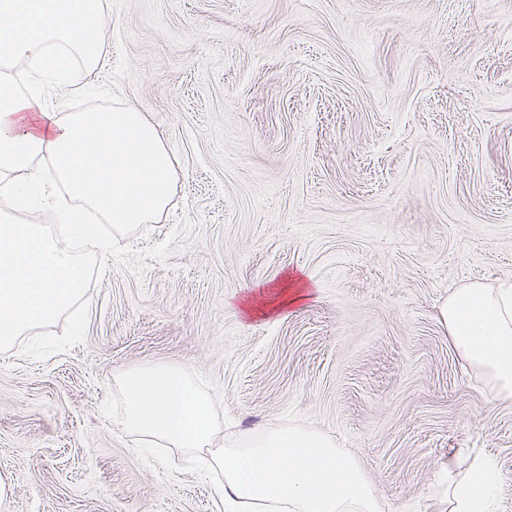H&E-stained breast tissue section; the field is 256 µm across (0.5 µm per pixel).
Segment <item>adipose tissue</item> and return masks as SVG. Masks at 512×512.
Segmentation results:
<instances>
[{
  "mask_svg": "<svg viewBox=\"0 0 512 512\" xmlns=\"http://www.w3.org/2000/svg\"><path fill=\"white\" fill-rule=\"evenodd\" d=\"M103 40L101 0H0V58L39 67L52 43L61 42L85 63L98 57ZM49 157L80 207L70 209L62 233L0 213V347L53 320L84 293L71 243L96 241L99 227L85 223L84 208L99 211L120 228L149 224L172 192L173 160L157 130L135 108L61 114L39 95L14 93L0 76V192L34 196L36 156ZM456 350L512 395V287L473 283L453 289L440 307ZM481 490L448 479L450 512H494L493 474L483 469Z\"/></svg>",
  "mask_w": 512,
  "mask_h": 512,
  "instance_id": "adipose-tissue-1",
  "label": "adipose tissue"
}]
</instances>
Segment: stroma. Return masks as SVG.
Returning <instances> with one entry per match:
<instances>
[{
	"instance_id": "obj_1",
	"label": "stroma",
	"mask_w": 512,
	"mask_h": 512,
	"mask_svg": "<svg viewBox=\"0 0 512 512\" xmlns=\"http://www.w3.org/2000/svg\"><path fill=\"white\" fill-rule=\"evenodd\" d=\"M96 65L25 72L54 111L134 107L175 161L152 224L79 254L84 294L0 349V512H224L102 407L125 370L212 385L223 446L293 420L384 512H448L490 460L512 512V398L456 352L451 289L512 283V0H102ZM303 277L304 303L248 313Z\"/></svg>"
}]
</instances>
